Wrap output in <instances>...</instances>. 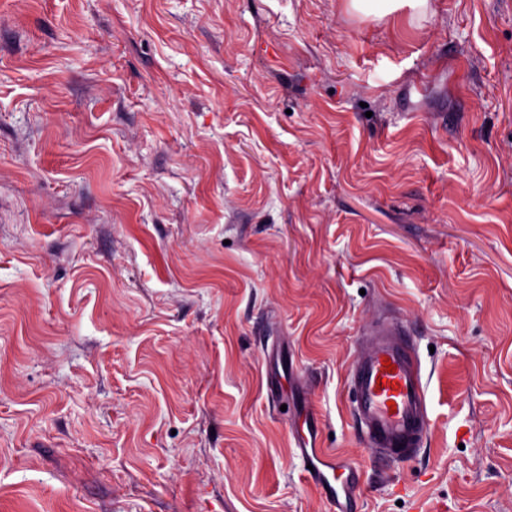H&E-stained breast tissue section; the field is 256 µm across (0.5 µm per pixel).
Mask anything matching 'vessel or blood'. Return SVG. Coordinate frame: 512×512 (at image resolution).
I'll return each instance as SVG.
<instances>
[{"label":"vessel or blood","mask_w":512,"mask_h":512,"mask_svg":"<svg viewBox=\"0 0 512 512\" xmlns=\"http://www.w3.org/2000/svg\"><path fill=\"white\" fill-rule=\"evenodd\" d=\"M407 325L383 317L369 327L350 367L347 383L353 415L366 445L395 463L414 459L430 431L426 384L420 360L408 339ZM391 367H383V360ZM304 477L319 491L328 512H349L362 487L359 469L342 457L297 441Z\"/></svg>","instance_id":"vessel-or-blood-1"}]
</instances>
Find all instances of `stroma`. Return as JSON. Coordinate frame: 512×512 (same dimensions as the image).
Listing matches in <instances>:
<instances>
[{
	"mask_svg": "<svg viewBox=\"0 0 512 512\" xmlns=\"http://www.w3.org/2000/svg\"><path fill=\"white\" fill-rule=\"evenodd\" d=\"M308 417L357 512H512V0H0V512H327ZM355 9L368 16H384L399 7H423L426 0H351ZM409 334L403 321L378 318L364 336L347 378L354 397L353 415L366 448L393 463L414 459L431 427L426 384ZM384 359L395 364V371L383 367ZM388 402L395 403L396 412ZM296 452L302 461L303 475L319 491L328 512L349 511L348 502L355 500L362 487L361 471L347 466L343 458L320 448L308 447V439L297 441ZM311 465L313 470L307 468Z\"/></svg>",
	"mask_w": 512,
	"mask_h": 512,
	"instance_id": "obj_1",
	"label": "stroma"
}]
</instances>
